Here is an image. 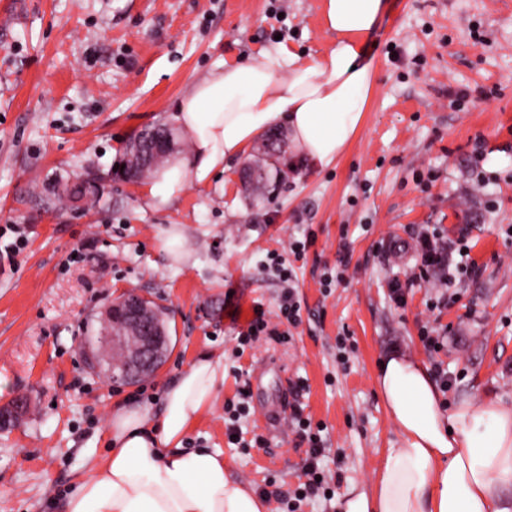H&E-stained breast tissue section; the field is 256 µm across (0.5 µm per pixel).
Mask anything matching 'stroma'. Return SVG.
Returning <instances> with one entry per match:
<instances>
[{
    "label": "stroma",
    "instance_id": "1",
    "mask_svg": "<svg viewBox=\"0 0 512 512\" xmlns=\"http://www.w3.org/2000/svg\"><path fill=\"white\" fill-rule=\"evenodd\" d=\"M322 0H0V405L31 401L0 430V512H60L86 455H104L120 404L161 409L171 382L202 355L224 366L212 409L185 438L217 448L231 475L283 512L307 447L288 419L322 424L328 492L298 512H337L370 487L399 433L376 388L380 358L447 369L444 408L494 399L512 409V0H386L368 40L376 85L364 123L335 163L313 168L291 143L280 175L246 189L254 151L169 205L117 178L144 126L174 125L189 84L215 67L283 46L311 61L333 43ZM94 173L102 204H48L60 182ZM465 239L475 272L454 291L418 278L412 233ZM178 227L186 260L161 240ZM316 234L295 262L302 321L287 341L239 347L255 306L274 316L281 285L265 270L290 236ZM23 248H15L16 238ZM344 264L325 289L324 268ZM399 278L404 301L390 297ZM129 290L166 312L170 345L143 380L92 372L83 348L101 309ZM445 328L426 350L424 326ZM346 337V365L336 339ZM246 399L245 439L229 443L225 407Z\"/></svg>",
    "mask_w": 512,
    "mask_h": 512
}]
</instances>
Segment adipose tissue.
<instances>
[{
	"mask_svg": "<svg viewBox=\"0 0 512 512\" xmlns=\"http://www.w3.org/2000/svg\"><path fill=\"white\" fill-rule=\"evenodd\" d=\"M384 7L323 0L335 44L321 60L278 51L194 82L175 114L192 152L147 186L150 202L169 203L189 180L207 182L277 124L310 166L336 163L373 90L367 40ZM223 382V365L203 356L166 389L161 410L116 407L109 453L88 464L63 512H267L264 498L227 475L221 452L182 446ZM376 386L403 442L386 451L373 489L342 494L339 512H512L500 494L512 484V409L481 400L444 411L426 367L399 355L384 358Z\"/></svg>",
	"mask_w": 512,
	"mask_h": 512,
	"instance_id": "ef3b65f1",
	"label": "adipose tissue"
}]
</instances>
